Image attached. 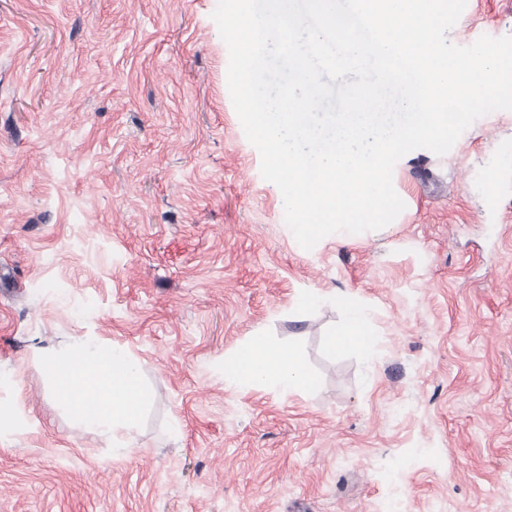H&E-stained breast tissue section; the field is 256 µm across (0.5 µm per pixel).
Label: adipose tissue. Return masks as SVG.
Segmentation results:
<instances>
[{
  "mask_svg": "<svg viewBox=\"0 0 512 512\" xmlns=\"http://www.w3.org/2000/svg\"><path fill=\"white\" fill-rule=\"evenodd\" d=\"M373 342L367 315L354 306L328 339L333 348L362 350ZM38 355L58 395L70 405L78 421L110 442L113 453L124 452L126 436L147 399L138 363L123 348L115 346L103 352L91 340L77 342L61 354L42 349ZM225 379L242 390L265 385L285 395L307 391L313 384L312 374L296 350L260 339L226 357Z\"/></svg>",
  "mask_w": 512,
  "mask_h": 512,
  "instance_id": "1",
  "label": "adipose tissue"
}]
</instances>
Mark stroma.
Returning <instances> with one entry per match:
<instances>
[{
	"mask_svg": "<svg viewBox=\"0 0 512 512\" xmlns=\"http://www.w3.org/2000/svg\"><path fill=\"white\" fill-rule=\"evenodd\" d=\"M217 2L0 0V512H512V111L403 156L392 226L301 251ZM483 35L512 0L447 37ZM350 303L370 349L327 344ZM254 338L314 386L226 385ZM84 339L141 366L127 456L37 356Z\"/></svg>",
	"mask_w": 512,
	"mask_h": 512,
	"instance_id": "obj_1",
	"label": "stroma"
}]
</instances>
